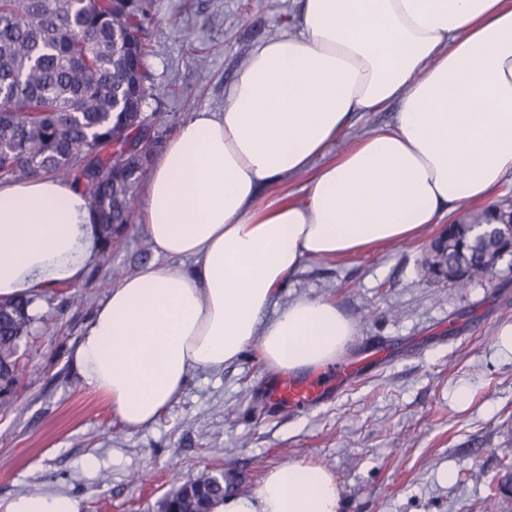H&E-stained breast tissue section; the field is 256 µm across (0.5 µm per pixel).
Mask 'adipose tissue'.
Returning <instances> with one entry per match:
<instances>
[{"label": "adipose tissue", "instance_id": "ef3b65f1", "mask_svg": "<svg viewBox=\"0 0 512 512\" xmlns=\"http://www.w3.org/2000/svg\"><path fill=\"white\" fill-rule=\"evenodd\" d=\"M392 127L342 152L361 112L392 101ZM299 198L272 197L300 174ZM512 174V0H300L293 31L255 47L224 109L193 114L155 159L139 209L157 254L100 303L70 364L119 421L155 422L195 370L247 348L276 374L335 363L355 334L335 303L278 291L304 260L421 236L487 201ZM72 181L0 185V299L76 286L101 249ZM326 470L266 472L253 497L214 512H340ZM0 512H81L64 493L0 499Z\"/></svg>", "mask_w": 512, "mask_h": 512}]
</instances>
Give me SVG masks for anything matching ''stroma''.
<instances>
[{
    "mask_svg": "<svg viewBox=\"0 0 512 512\" xmlns=\"http://www.w3.org/2000/svg\"><path fill=\"white\" fill-rule=\"evenodd\" d=\"M297 0H153L146 64L168 90L162 140L195 112L222 111L250 52L289 31ZM413 241L340 259H309L279 294L330 300L355 325L358 375L297 410L268 408L275 374L255 350L219 372L193 371L158 420L131 429L72 375L68 357L117 276L167 265L131 222L85 282L45 296L19 349L17 401L0 410V499L63 492L81 512H156L200 472L228 469L227 493L253 496L265 473L299 461L328 471L342 512H512V266L466 292L431 277ZM466 398H458L459 388ZM484 473L469 479L470 470Z\"/></svg>",
    "mask_w": 512,
    "mask_h": 512,
    "instance_id": "stroma-1",
    "label": "stroma"
}]
</instances>
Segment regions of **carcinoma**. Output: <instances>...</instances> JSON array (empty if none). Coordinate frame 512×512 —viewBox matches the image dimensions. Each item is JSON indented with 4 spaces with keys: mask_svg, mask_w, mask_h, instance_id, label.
<instances>
[{
    "mask_svg": "<svg viewBox=\"0 0 512 512\" xmlns=\"http://www.w3.org/2000/svg\"><path fill=\"white\" fill-rule=\"evenodd\" d=\"M151 8V0H0V183L53 176L79 184L100 224L104 260L130 224L150 167L137 155L112 160L113 143L137 147L138 113L157 126L150 102L164 95L143 63ZM495 216L512 224L511 198L441 233L440 263L456 276L455 289L498 276L486 249L512 255L507 239L474 244L473 227ZM35 321L32 301L0 303V409L14 402L20 341ZM193 485L162 497L157 512H213L224 500V481L208 472Z\"/></svg>",
    "mask_w": 512,
    "mask_h": 512,
    "instance_id": "cac0c4a2",
    "label": "carcinoma"
}]
</instances>
